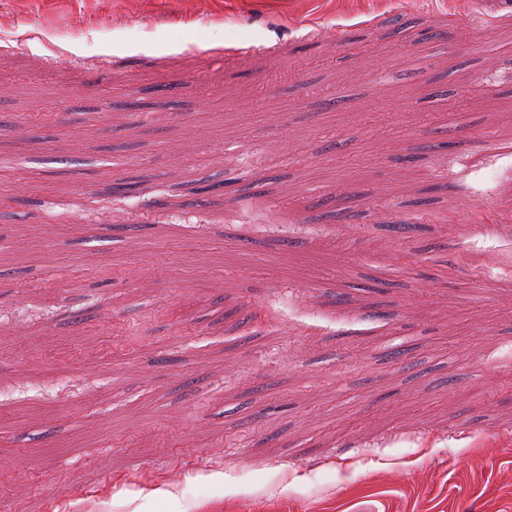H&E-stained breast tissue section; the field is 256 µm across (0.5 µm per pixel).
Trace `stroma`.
Segmentation results:
<instances>
[{
  "label": "stroma",
  "instance_id": "obj_1",
  "mask_svg": "<svg viewBox=\"0 0 512 512\" xmlns=\"http://www.w3.org/2000/svg\"><path fill=\"white\" fill-rule=\"evenodd\" d=\"M484 134L512 138V0H0V512H512Z\"/></svg>",
  "mask_w": 512,
  "mask_h": 512
}]
</instances>
